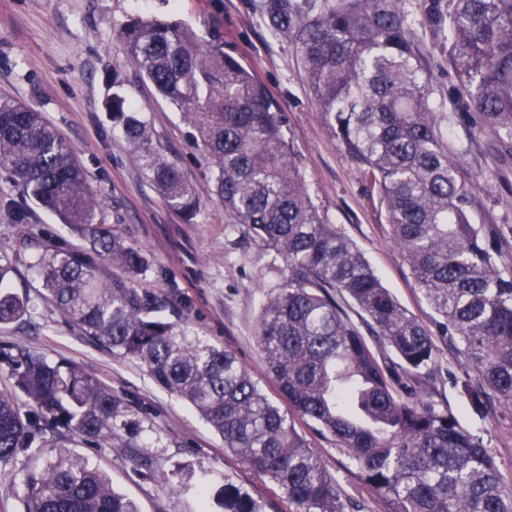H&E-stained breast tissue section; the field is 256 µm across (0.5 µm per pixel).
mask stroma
I'll list each match as a JSON object with an SVG mask.
<instances>
[{"mask_svg":"<svg viewBox=\"0 0 512 512\" xmlns=\"http://www.w3.org/2000/svg\"><path fill=\"white\" fill-rule=\"evenodd\" d=\"M429 2L410 0L409 8L414 41L431 72L429 90L440 107L442 136L457 154L461 177L477 183L474 223L512 230V153L499 152L475 114L456 111L458 81L448 67L443 31L424 15ZM137 16L181 21L204 42L219 33L225 52L255 70L282 114L285 138L313 202L353 240L399 303L433 325L436 314L395 248L378 202L326 131L297 43L272 35L259 0H0V95L43 112L72 145L101 200L105 223L143 250L146 268L131 285L158 300V316L189 319L212 343L232 351L269 398L287 406L257 343L261 307L283 287L286 265L235 224L215 193L212 165L190 127L129 62L121 31ZM116 83L135 101L154 140L194 192L193 219L165 205L114 127L105 101ZM27 239L66 248L83 244L0 170V259L12 264L14 289L28 297L30 308L26 320L0 327V348L24 347L53 362L77 363L141 407L113 443L92 445L67 432L65 447L106 472L139 512H201L195 482L204 470L229 477L264 502L265 512H288L271 485L225 454L209 425L157 386L138 361L91 344L42 297L23 245ZM472 376L464 357L439 338L434 370L420 389L482 438L505 485L512 487V407L497 404L475 412L463 389ZM308 441L345 503L355 512H385L379 496L348 473L347 458L333 442L314 435ZM139 455L169 474L173 488L147 476L135 461Z\"/></svg>","mask_w":512,"mask_h":512,"instance_id":"1","label":"stroma"}]
</instances>
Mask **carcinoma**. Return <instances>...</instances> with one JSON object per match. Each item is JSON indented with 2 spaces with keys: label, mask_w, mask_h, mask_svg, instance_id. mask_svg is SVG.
<instances>
[{
  "label": "carcinoma",
  "mask_w": 512,
  "mask_h": 512,
  "mask_svg": "<svg viewBox=\"0 0 512 512\" xmlns=\"http://www.w3.org/2000/svg\"><path fill=\"white\" fill-rule=\"evenodd\" d=\"M427 15L448 24V62L462 93L456 106L512 147V0H437ZM276 36L296 38L336 144L375 194L393 243L435 311L437 332L404 309L357 246L320 213L286 141L277 105L253 69L204 46L176 20L137 17L122 31L131 63L178 107L214 166L217 195L236 223L286 262L288 280L261 309L258 346L288 400H270L231 351L189 324L154 316L157 299L124 278L144 259L104 223L73 147L43 113L0 96V166L24 192L80 235L86 246L45 245L31 256L43 288L92 344L143 365L154 382L187 402L224 441V452L275 487L290 512H346L336 481L298 432L303 422L335 442L385 512H512L488 448L416 385L433 370L434 335L461 347L476 382L475 409L512 406V261L502 233L471 222L476 184L461 178L439 133L430 75L415 46L407 0H263ZM112 120L133 145L142 174L166 205L192 216L197 203L173 160L154 145L122 88ZM0 264V326L29 313ZM390 348L397 360H378ZM15 392L0 390V462L22 453L42 468L21 479L23 512H139L110 480L46 432L70 430L110 442L135 413L76 365L35 351H0ZM140 466L162 486L169 475ZM221 512H263L229 479Z\"/></svg>",
  "instance_id": "1"
}]
</instances>
